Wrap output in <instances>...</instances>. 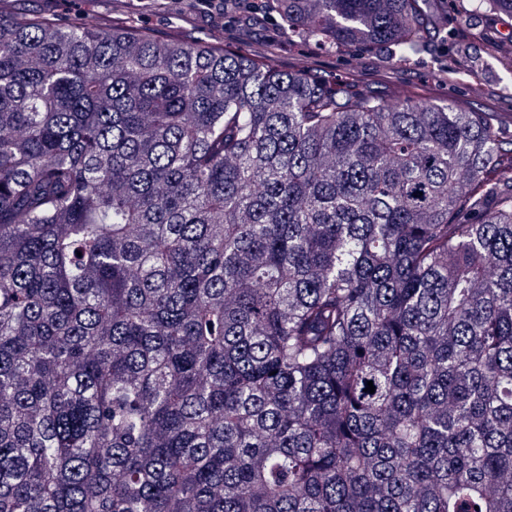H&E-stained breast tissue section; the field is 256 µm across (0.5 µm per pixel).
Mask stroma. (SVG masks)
Masks as SVG:
<instances>
[{
  "mask_svg": "<svg viewBox=\"0 0 512 512\" xmlns=\"http://www.w3.org/2000/svg\"><path fill=\"white\" fill-rule=\"evenodd\" d=\"M453 38L435 34L422 53L396 62L384 48L329 50L289 38L261 0H213L200 12L198 0H7L22 9L63 22L106 23L116 17L161 37L209 39L244 53L269 57L283 70L302 72L328 84L386 95L399 92L436 104L453 103L467 112H493L503 145L512 144V66L500 48L512 40V16L472 12L470 0H447ZM479 86L472 94L471 86Z\"/></svg>",
  "mask_w": 512,
  "mask_h": 512,
  "instance_id": "1",
  "label": "stroma"
}]
</instances>
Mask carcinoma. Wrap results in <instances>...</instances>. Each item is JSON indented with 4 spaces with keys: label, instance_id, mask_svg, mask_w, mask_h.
I'll return each mask as SVG.
<instances>
[{
    "label": "carcinoma",
    "instance_id": "cac0c4a2",
    "mask_svg": "<svg viewBox=\"0 0 512 512\" xmlns=\"http://www.w3.org/2000/svg\"><path fill=\"white\" fill-rule=\"evenodd\" d=\"M269 7L400 61L438 24ZM0 512H512L495 116L0 12Z\"/></svg>",
    "mask_w": 512,
    "mask_h": 512
}]
</instances>
